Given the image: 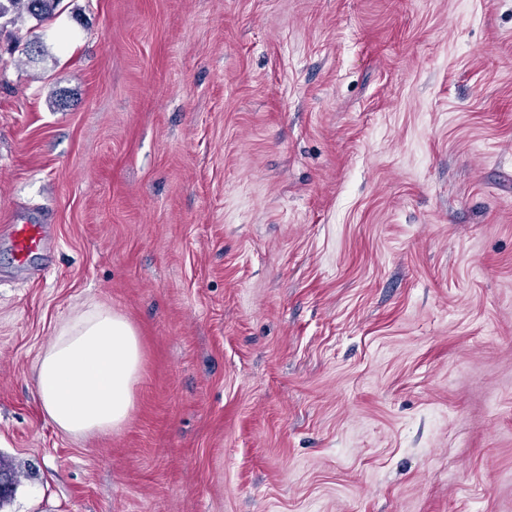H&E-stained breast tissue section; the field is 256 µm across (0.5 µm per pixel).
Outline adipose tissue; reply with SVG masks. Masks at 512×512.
I'll return each instance as SVG.
<instances>
[{"label":"adipose tissue","mask_w":512,"mask_h":512,"mask_svg":"<svg viewBox=\"0 0 512 512\" xmlns=\"http://www.w3.org/2000/svg\"><path fill=\"white\" fill-rule=\"evenodd\" d=\"M140 363L137 333L123 316L106 307L74 316L61 325L35 365L43 414L73 437L121 427L133 408Z\"/></svg>","instance_id":"1"}]
</instances>
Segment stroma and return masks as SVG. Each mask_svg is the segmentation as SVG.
<instances>
[{
  "label": "stroma",
  "mask_w": 512,
  "mask_h": 512,
  "mask_svg": "<svg viewBox=\"0 0 512 512\" xmlns=\"http://www.w3.org/2000/svg\"><path fill=\"white\" fill-rule=\"evenodd\" d=\"M4 224L0 512H512V0L2 18ZM96 306L141 368L74 438L34 365ZM5 231L12 240L16 260L20 265L34 250L46 249L50 245L43 224H9Z\"/></svg>",
  "instance_id": "obj_1"
}]
</instances>
